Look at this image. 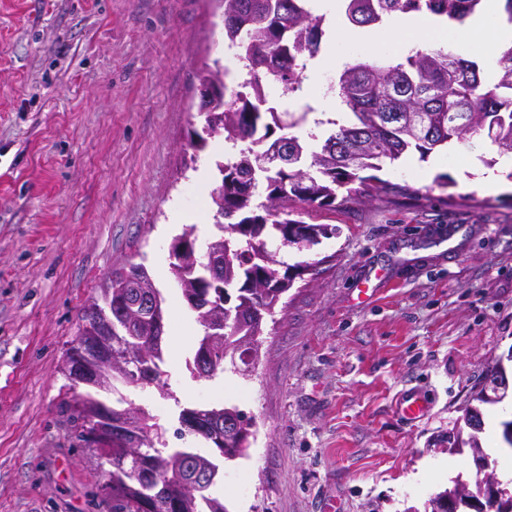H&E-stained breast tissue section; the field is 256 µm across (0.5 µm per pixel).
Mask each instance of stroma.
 Returning a JSON list of instances; mask_svg holds the SVG:
<instances>
[{
	"label": "stroma",
	"mask_w": 512,
	"mask_h": 512,
	"mask_svg": "<svg viewBox=\"0 0 512 512\" xmlns=\"http://www.w3.org/2000/svg\"><path fill=\"white\" fill-rule=\"evenodd\" d=\"M223 58L212 0H0V512H108L107 477L59 409L73 396L61 366L80 309L130 262L166 299L171 395L127 399L162 414L172 448L184 407L255 421L211 488L228 512H422L451 478L476 479L448 435L490 366L512 374V172L486 136L428 182L416 151L385 162L379 178L419 199L305 208L338 233L301 252L270 242L313 269L264 315L253 372L193 378L169 248L184 229L201 246L216 231L192 190L219 184L224 140L190 141L198 72ZM490 172L507 190L477 188ZM409 396L423 417L401 413Z\"/></svg>",
	"instance_id": "1"
}]
</instances>
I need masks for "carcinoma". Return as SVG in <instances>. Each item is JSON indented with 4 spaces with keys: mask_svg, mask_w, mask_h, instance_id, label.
<instances>
[{
    "mask_svg": "<svg viewBox=\"0 0 512 512\" xmlns=\"http://www.w3.org/2000/svg\"><path fill=\"white\" fill-rule=\"evenodd\" d=\"M311 0H224V40L237 44L249 62L250 76L230 88L220 70H205L200 82L223 87L211 101L205 118L207 134L221 135L235 147L244 146L234 162L217 168L221 183L210 196L216 206L217 233L199 252L193 231H183L171 245L170 272L177 285L185 282L208 287L202 267L213 251L224 253L221 287L223 303L199 310L194 299L199 288H183L187 306L198 323L229 319L235 322L214 337L210 355L215 361L211 376L225 370L238 374L253 368L258 359V336L263 314L272 313L288 291L293 276H301L310 265H287L267 250V242L280 240L294 246L304 241L312 246L336 235L329 224H307L294 203L319 208L347 209L364 199L416 196L407 185L389 184L374 172L380 162L399 159L415 150L425 157L451 140H467L486 134L500 154H512V47L497 58V81L485 83L476 63L443 50L413 49L403 57L370 61L357 56L336 76V96L353 115L348 125L320 141L295 135L276 136L277 131L295 128L306 115L290 116L268 105L266 88L278 84L295 94L302 89L304 73L319 50L325 15L309 6ZM347 19L356 26L380 25L390 15L433 14L461 23L480 9L484 0H342ZM158 292L153 278L141 263L113 270L100 293L89 299L79 313L76 336L65 352L62 372L71 378L80 351L106 336L108 325L100 312L108 302L143 306ZM112 349L119 355L132 353L141 364L155 369L150 384L166 394L161 384L163 343L149 333L138 341L112 335ZM102 383L117 389L131 386L123 368L107 361L100 366ZM124 408H112V421L120 432L106 431L95 441L89 421L104 408L96 389L66 401L61 411L73 424L75 447L88 451L89 459H104L112 465L105 485L110 512H227L224 499L208 490L194 488V476L207 467L218 468L194 446L199 441L217 448L224 440V459L242 456L248 448L253 419L235 406L184 408L180 424L198 413L208 421L206 430L175 435L192 437L182 448L167 451L165 427L147 408L126 399ZM227 422L239 423L230 433ZM185 463L183 475L174 469Z\"/></svg>",
    "mask_w": 512,
    "mask_h": 512,
    "instance_id": "cac0c4a2",
    "label": "carcinoma"
}]
</instances>
